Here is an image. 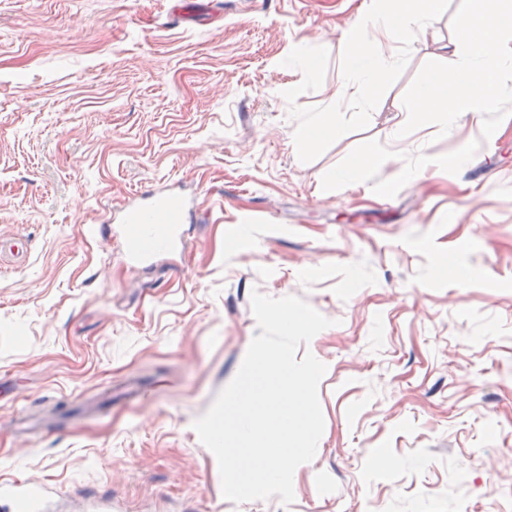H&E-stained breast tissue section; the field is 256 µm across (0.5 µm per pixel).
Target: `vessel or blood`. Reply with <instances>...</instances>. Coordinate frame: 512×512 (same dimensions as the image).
<instances>
[{
	"label": "vessel or blood",
	"mask_w": 512,
	"mask_h": 512,
	"mask_svg": "<svg viewBox=\"0 0 512 512\" xmlns=\"http://www.w3.org/2000/svg\"><path fill=\"white\" fill-rule=\"evenodd\" d=\"M186 206L168 194H158L151 208L131 205L120 233L128 250L127 259L137 266L149 262L155 254L153 240H161L168 249L184 243L183 224ZM48 490L22 481L0 482V512H16L19 504H28L30 512H45Z\"/></svg>",
	"instance_id": "obj_1"
}]
</instances>
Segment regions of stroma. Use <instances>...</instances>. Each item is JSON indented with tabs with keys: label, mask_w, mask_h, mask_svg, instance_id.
Here are the masks:
<instances>
[{
	"label": "stroma",
	"mask_w": 512,
	"mask_h": 512,
	"mask_svg": "<svg viewBox=\"0 0 512 512\" xmlns=\"http://www.w3.org/2000/svg\"><path fill=\"white\" fill-rule=\"evenodd\" d=\"M372 0H0V480L51 486L47 512L119 498L127 512H512V116L422 126L400 156L472 140L391 198L323 175L389 144L430 60L451 62V10L416 36L365 129L304 163L283 66L329 53ZM147 191L194 205L186 251L134 268L118 230ZM330 319L300 352L327 371L314 459L294 500L236 504L194 421L258 329L251 294ZM390 463L378 465V456Z\"/></svg>",
	"instance_id": "obj_1"
}]
</instances>
